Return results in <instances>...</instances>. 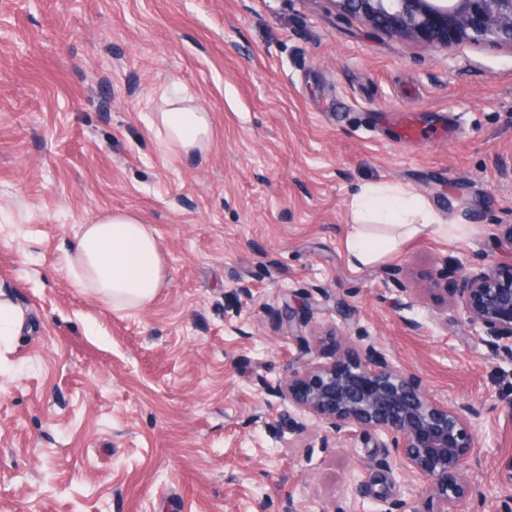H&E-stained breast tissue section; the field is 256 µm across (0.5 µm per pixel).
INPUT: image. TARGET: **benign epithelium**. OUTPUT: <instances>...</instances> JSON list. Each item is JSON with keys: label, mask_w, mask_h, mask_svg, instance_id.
I'll list each match as a JSON object with an SVG mask.
<instances>
[{"label": "benign epithelium", "mask_w": 512, "mask_h": 512, "mask_svg": "<svg viewBox=\"0 0 512 512\" xmlns=\"http://www.w3.org/2000/svg\"><path fill=\"white\" fill-rule=\"evenodd\" d=\"M330 2L373 29L433 48L469 41L512 49V0ZM444 266L457 281L451 308L466 332L512 362V266L458 258ZM271 392L297 414L295 435L307 431L310 417L326 433L385 437L404 466L424 479L409 512H461L473 495L466 472L475 448V408L430 398L422 379L393 366L374 344L346 342L330 363L304 357Z\"/></svg>", "instance_id": "7a95c632"}]
</instances>
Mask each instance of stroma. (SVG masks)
<instances>
[{
  "label": "stroma",
  "instance_id": "1",
  "mask_svg": "<svg viewBox=\"0 0 512 512\" xmlns=\"http://www.w3.org/2000/svg\"><path fill=\"white\" fill-rule=\"evenodd\" d=\"M173 85L213 114L206 156L148 126ZM376 183L461 233L350 267L352 198ZM103 210L158 234L147 308L73 285L76 227ZM497 224L512 49L434 50L331 0H0V294L26 319L0 338V512H405L423 481L384 439L291 434L264 389L300 344L333 360V328L477 409L463 512H512V364L447 312L443 270L512 264Z\"/></svg>",
  "mask_w": 512,
  "mask_h": 512
}]
</instances>
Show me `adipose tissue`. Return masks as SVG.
I'll use <instances>...</instances> for the list:
<instances>
[{"label": "adipose tissue", "instance_id": "ef3b65f1", "mask_svg": "<svg viewBox=\"0 0 512 512\" xmlns=\"http://www.w3.org/2000/svg\"><path fill=\"white\" fill-rule=\"evenodd\" d=\"M164 111L153 113L150 128L175 156L197 158L213 146L211 112L190 99L165 95ZM354 222L346 238V260L359 268L379 261L423 234L447 237V224L422 202L406 199L401 188L366 185L352 202ZM81 288L93 290L115 309L137 310L155 300L166 278V260L154 228L130 211H104L81 225L69 254Z\"/></svg>", "mask_w": 512, "mask_h": 512}]
</instances>
